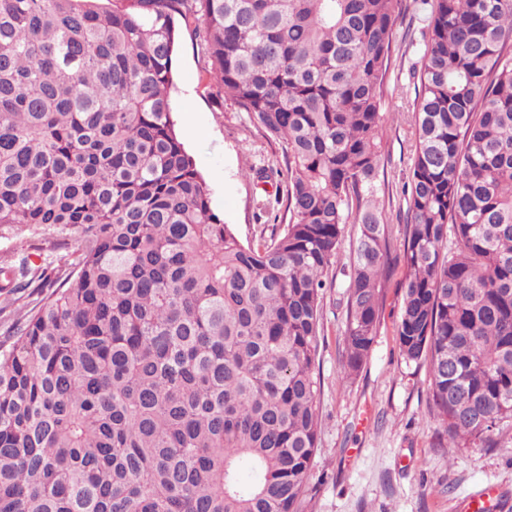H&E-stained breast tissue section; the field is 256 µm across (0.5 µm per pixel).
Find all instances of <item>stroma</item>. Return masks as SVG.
Instances as JSON below:
<instances>
[{"mask_svg":"<svg viewBox=\"0 0 512 512\" xmlns=\"http://www.w3.org/2000/svg\"><path fill=\"white\" fill-rule=\"evenodd\" d=\"M389 68V123L380 168L393 250L406 231V190L415 149L409 104L415 97L425 39L420 0H404ZM173 120L205 180L211 207L246 244L288 223L275 195L285 183L282 146L236 103L211 87L194 41L182 35L169 90ZM353 226L329 270L321 311V435L301 512H458L459 502L481 490L492 512H512V423L502 426L494 448H437L438 423L429 412L425 368L400 355L396 323L401 268L383 290L379 333L358 376L342 382L346 277ZM74 241L39 227L0 230V263L42 254L53 268L71 260Z\"/></svg>","mask_w":512,"mask_h":512,"instance_id":"1","label":"stroma"}]
</instances>
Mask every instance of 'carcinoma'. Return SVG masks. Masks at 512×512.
Here are the masks:
<instances>
[{
    "label": "carcinoma",
    "instance_id": "carcinoma-1",
    "mask_svg": "<svg viewBox=\"0 0 512 512\" xmlns=\"http://www.w3.org/2000/svg\"><path fill=\"white\" fill-rule=\"evenodd\" d=\"M402 0H0V229L73 230L70 270L0 267V512H300L321 431L322 289L346 225L343 379L402 264L399 351L441 448L512 422V0L425 15L403 249L378 177ZM282 145L289 222L212 210L169 86L182 31ZM254 474L248 485L242 470Z\"/></svg>",
    "mask_w": 512,
    "mask_h": 512
}]
</instances>
